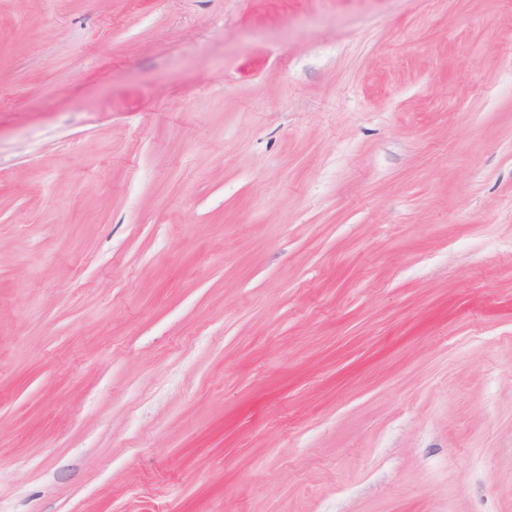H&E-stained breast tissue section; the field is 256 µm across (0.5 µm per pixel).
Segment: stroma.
<instances>
[{"instance_id":"1","label":"stroma","mask_w":512,"mask_h":512,"mask_svg":"<svg viewBox=\"0 0 512 512\" xmlns=\"http://www.w3.org/2000/svg\"><path fill=\"white\" fill-rule=\"evenodd\" d=\"M0 512H512V0H0Z\"/></svg>"}]
</instances>
